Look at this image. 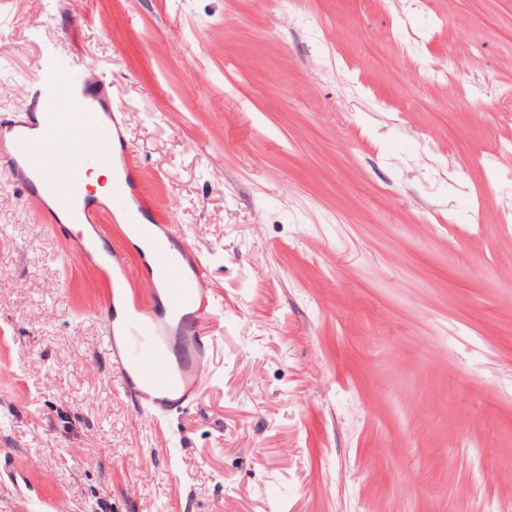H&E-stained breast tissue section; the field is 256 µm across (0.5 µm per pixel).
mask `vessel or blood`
<instances>
[{
    "label": "vessel or blood",
    "instance_id": "vessel-or-blood-1",
    "mask_svg": "<svg viewBox=\"0 0 512 512\" xmlns=\"http://www.w3.org/2000/svg\"><path fill=\"white\" fill-rule=\"evenodd\" d=\"M111 87L108 76L74 71L67 100L58 107L52 103L54 75L45 73L24 118L0 126V170L38 206L46 228L68 236L71 253L108 274L104 340L123 391L153 415L180 413L197 404L200 385L193 363L172 362L169 333L185 336L199 358L210 355L215 339L202 327L218 297L207 286L206 267L194 253L173 254L174 229L169 224L135 225L149 247L148 257L135 265L123 249L100 252L97 237L71 236L70 224L62 221L69 215L74 223L100 227L113 212H127L138 193L131 151L115 146L113 130L121 107L113 101ZM91 163L112 171L111 204L84 189V168ZM141 275L162 291L159 312H142V301L132 290L133 279ZM119 299L129 306L120 323L115 320Z\"/></svg>",
    "mask_w": 512,
    "mask_h": 512
}]
</instances>
